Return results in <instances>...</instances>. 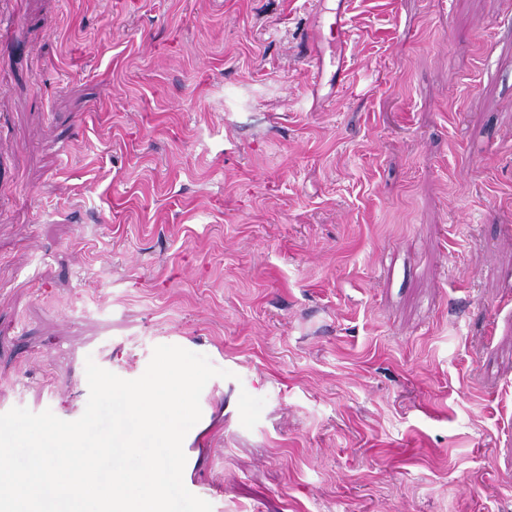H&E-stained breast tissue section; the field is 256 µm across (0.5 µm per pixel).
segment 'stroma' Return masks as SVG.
I'll return each mask as SVG.
<instances>
[{"label":"stroma","instance_id":"stroma-1","mask_svg":"<svg viewBox=\"0 0 512 512\" xmlns=\"http://www.w3.org/2000/svg\"><path fill=\"white\" fill-rule=\"evenodd\" d=\"M14 0L0 411L177 343L223 512H512V0Z\"/></svg>","mask_w":512,"mask_h":512}]
</instances>
